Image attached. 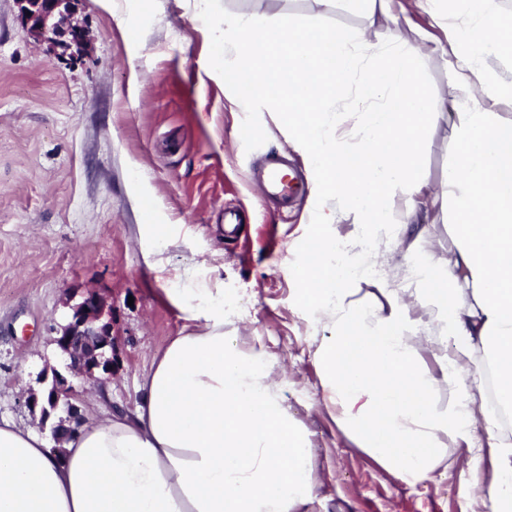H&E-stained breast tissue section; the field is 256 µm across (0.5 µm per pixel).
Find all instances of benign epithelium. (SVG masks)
Segmentation results:
<instances>
[{
    "label": "benign epithelium",
    "mask_w": 512,
    "mask_h": 512,
    "mask_svg": "<svg viewBox=\"0 0 512 512\" xmlns=\"http://www.w3.org/2000/svg\"><path fill=\"white\" fill-rule=\"evenodd\" d=\"M30 35L42 42L54 43L61 35L69 40L59 43L67 50L84 44L82 28L73 21L76 0H17ZM55 344L66 360V372H52L42 379L41 391H32L28 402L40 408L41 422L47 423L51 413L61 410L63 416L51 426L56 443L78 430L80 417L76 399V383L98 384L112 371V305L95 289L87 290L82 300L72 307L67 323L61 326Z\"/></svg>",
    "instance_id": "1"
}]
</instances>
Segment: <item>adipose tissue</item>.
Returning <instances> with one entry per match:
<instances>
[{"instance_id": "1", "label": "adipose tissue", "mask_w": 512, "mask_h": 512, "mask_svg": "<svg viewBox=\"0 0 512 512\" xmlns=\"http://www.w3.org/2000/svg\"><path fill=\"white\" fill-rule=\"evenodd\" d=\"M360 2L358 29L322 24L338 0H312L307 23L225 12L224 70L249 79L241 102L278 111L315 175L316 259L295 274L300 303L329 329L310 345L337 422L409 485L444 466L449 440L465 442L486 512H512V435L496 417L512 412V116L501 112L512 76L493 68L512 51V16L495 0H414L445 33L458 108L455 156L433 190L419 166L422 131L439 117L416 46L428 34H407L393 0ZM398 187L407 223L447 214L453 247L417 255L406 281H377L383 301L371 306L352 251L385 230ZM350 214L357 233L336 241L332 225ZM169 297L194 327L167 346L132 410L90 421L59 457L37 431L0 424V512H298L315 500L308 435L272 378L276 357L225 335L220 292ZM441 386L454 394L445 408L429 399Z\"/></svg>"}]
</instances>
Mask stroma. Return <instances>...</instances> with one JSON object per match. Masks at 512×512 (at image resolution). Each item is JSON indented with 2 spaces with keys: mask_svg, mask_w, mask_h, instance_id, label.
<instances>
[{
  "mask_svg": "<svg viewBox=\"0 0 512 512\" xmlns=\"http://www.w3.org/2000/svg\"><path fill=\"white\" fill-rule=\"evenodd\" d=\"M226 10L302 22L312 0H222ZM85 50L59 55L28 33L17 0H0V419L37 427L29 388L63 369L54 338L86 289L112 305V375L81 395L84 419L133 408L137 387L186 321L172 288L224 291V331L276 355L288 413L309 434L320 486L303 512H475L464 442L448 469L409 486L361 451L336 422L309 339L325 335L299 303L289 263H307L317 205L259 194L267 153L307 172L276 112L239 107L224 77V20L207 0H79ZM430 92L443 112L423 133L421 169L439 187L451 161L455 114L447 70L423 42ZM249 131L240 141V128ZM408 198H387L389 237L362 257L402 275L406 246L452 245L444 221L405 223ZM157 253L161 269L146 262Z\"/></svg>",
  "mask_w": 512,
  "mask_h": 512,
  "instance_id": "1",
  "label": "stroma"
}]
</instances>
